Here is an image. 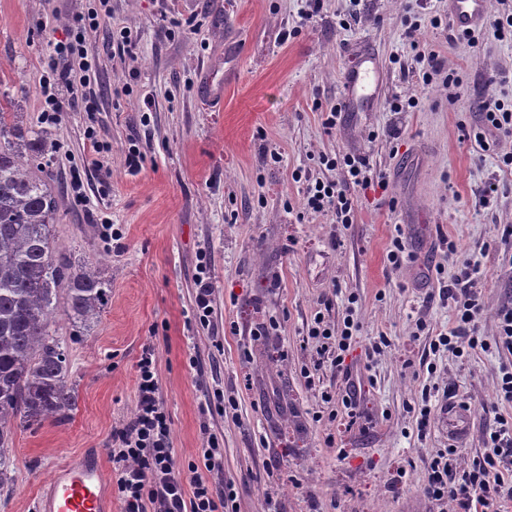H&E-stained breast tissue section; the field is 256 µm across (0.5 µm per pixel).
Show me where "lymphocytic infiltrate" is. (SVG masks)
<instances>
[{
	"label": "lymphocytic infiltrate",
	"mask_w": 512,
	"mask_h": 512,
	"mask_svg": "<svg viewBox=\"0 0 512 512\" xmlns=\"http://www.w3.org/2000/svg\"><path fill=\"white\" fill-rule=\"evenodd\" d=\"M97 9L86 16L84 25L70 31L66 40L53 45L47 68L60 79L69 80L71 67L80 71L79 84L87 90L96 80V63L85 49V33L95 26L100 12L110 11L111 0H97ZM482 125L474 134L476 146L490 150L499 134L512 133V109L488 98L481 104ZM326 167L342 172L340 180L315 181L307 186L304 208L309 212L331 211L340 224L355 220L354 188H386L385 174L377 172L361 155L329 158ZM455 312V324L448 332L433 336V352L463 357L475 349L495 347L512 354V306L502 307L495 316V336L481 334L483 307L468 268H461L448 291ZM359 329L353 316H345L342 329H334L324 314H316L309 338L331 340L336 345V362L345 384L342 404L350 418H359L362 385L345 355ZM496 426L485 438L486 450L470 462L460 463L457 446L437 450L427 469L422 487L424 498L438 512H496L498 500L512 499V416L495 414ZM112 462L122 512H234L236 492L232 483L217 485L208 473L223 467V450L215 435H208L195 460L186 468L174 461L170 416L160 395L154 351L144 348L137 363V404L131 420L112 432Z\"/></svg>",
	"instance_id": "f902f5d3"
}]
</instances>
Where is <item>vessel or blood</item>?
<instances>
[{
    "instance_id": "b4317fda",
    "label": "vessel or blood",
    "mask_w": 512,
    "mask_h": 512,
    "mask_svg": "<svg viewBox=\"0 0 512 512\" xmlns=\"http://www.w3.org/2000/svg\"><path fill=\"white\" fill-rule=\"evenodd\" d=\"M452 25L468 30L482 25L489 15V0H448ZM381 74L371 59L357 63L345 74V106L373 105L378 100ZM106 484L99 460L70 461L55 468L51 485L35 503L36 512H107Z\"/></svg>"
}]
</instances>
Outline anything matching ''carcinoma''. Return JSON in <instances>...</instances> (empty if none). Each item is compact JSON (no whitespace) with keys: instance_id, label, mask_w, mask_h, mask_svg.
I'll return each mask as SVG.
<instances>
[{"instance_id":"cac0c4a2","label":"carcinoma","mask_w":512,"mask_h":512,"mask_svg":"<svg viewBox=\"0 0 512 512\" xmlns=\"http://www.w3.org/2000/svg\"><path fill=\"white\" fill-rule=\"evenodd\" d=\"M51 149L48 132L25 135L18 113L0 103V486L12 480L17 429L75 406L52 319L61 311L85 326L96 322L110 288L96 270H76L55 255L50 224L57 203L48 170L37 164Z\"/></svg>"}]
</instances>
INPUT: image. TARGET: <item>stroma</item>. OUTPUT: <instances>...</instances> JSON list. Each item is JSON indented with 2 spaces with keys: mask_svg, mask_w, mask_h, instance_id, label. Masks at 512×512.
Segmentation results:
<instances>
[{
  "mask_svg": "<svg viewBox=\"0 0 512 512\" xmlns=\"http://www.w3.org/2000/svg\"><path fill=\"white\" fill-rule=\"evenodd\" d=\"M93 5L0 0V101L11 102L23 129L52 139L58 253L112 284L94 326L55 317L76 405L18 429L0 512H32L54 468L88 454L101 457L108 501L121 512L112 431L135 412L136 364L148 345L178 466L195 459L206 436L222 438L218 478L234 482L238 512H430L420 487L448 445L446 400H434L423 437L414 402L439 383L467 403L461 457L470 459L493 424L488 408L506 362L493 348L462 359L430 354L429 334L454 321L441 290L462 261L477 270L485 333L512 303V268L500 262L503 227L512 225V172L502 167L512 137L487 152L468 137L481 124L484 96L512 108V37L485 25L474 42L451 41L448 0H321L316 11L308 0H112L111 14L86 35L99 67L98 112L71 108L45 121L40 79L50 45ZM286 28L295 35L285 41ZM120 29L131 33L125 52L112 47ZM420 47L458 76L456 90L439 76L422 81ZM364 51L386 76L381 100L328 128L345 73ZM213 85L224 94L217 107L208 100ZM411 97L416 107L407 106ZM96 141L104 152L94 153ZM133 145L143 155L135 171L125 162ZM348 152L368 156L386 190H355L351 224L304 212L306 180L337 177L320 157ZM77 177L81 206L73 203ZM493 180L499 192L483 200ZM106 221L119 241L104 239ZM398 224L415 258L396 267L387 251ZM447 236L457 259L439 272ZM202 255L214 287L205 325L194 312ZM352 297L360 332L347 360L365 391L358 424L342 407L333 353L317 355L306 339L320 310L342 326ZM271 319L276 331L252 336ZM420 321L427 332H418ZM381 334L389 347L369 355ZM219 390L235 408L207 410Z\"/></svg>",
  "mask_w": 512,
  "mask_h": 512,
  "instance_id": "obj_1",
  "label": "stroma"
}]
</instances>
